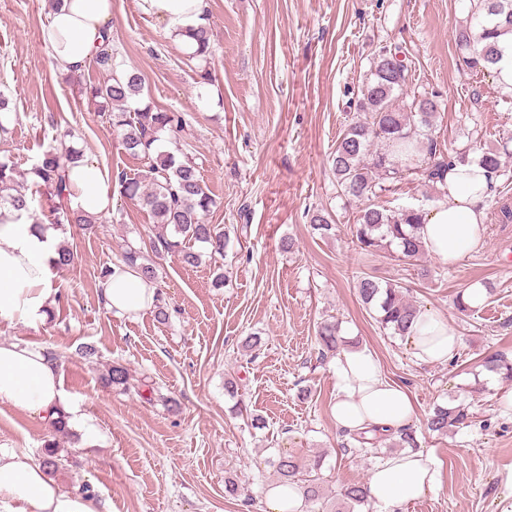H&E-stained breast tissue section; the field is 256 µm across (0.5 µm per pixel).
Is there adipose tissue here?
Here are the masks:
<instances>
[{
	"mask_svg": "<svg viewBox=\"0 0 512 512\" xmlns=\"http://www.w3.org/2000/svg\"><path fill=\"white\" fill-rule=\"evenodd\" d=\"M205 0H141L142 9L162 21L173 38L198 26ZM112 33V0H63L50 14L42 43L62 73L81 72ZM73 209L102 215L112 208V174L83 160L71 173ZM441 200L428 209L419 235L425 249L444 265L458 262L483 244L487 197L486 173L475 160L459 162L440 187ZM58 239L35 227L27 214L0 209V323L44 318L55 292L50 258ZM157 290L138 274L114 266L103 288L106 306L135 316L156 302ZM409 342L419 362L451 361L460 338L432 310L420 311ZM0 402L56 418L66 400L57 365L44 351L16 343H0ZM333 417L345 434L398 432L416 420L407 390L385 379L377 358L362 348L343 350L336 360ZM436 482L434 463L419 450L406 449L381 459L373 468L370 498L382 512L423 496ZM0 512H99L92 498L64 492L32 458L22 452H0Z\"/></svg>",
	"mask_w": 512,
	"mask_h": 512,
	"instance_id": "ef3b65f1",
	"label": "adipose tissue"
}]
</instances>
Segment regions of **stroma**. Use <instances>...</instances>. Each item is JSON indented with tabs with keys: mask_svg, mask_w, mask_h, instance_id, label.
Segmentation results:
<instances>
[{
	"mask_svg": "<svg viewBox=\"0 0 512 512\" xmlns=\"http://www.w3.org/2000/svg\"><path fill=\"white\" fill-rule=\"evenodd\" d=\"M469 10L470 0H206L213 51L203 64L188 60L139 0H114V63L142 75L145 99L184 113L179 139L217 200L205 220L224 227L230 242L223 257L203 255L194 267L158 258L157 287L171 311L162 323L150 310H108L99 279L126 245L155 238L146 211L116 191L93 229L60 231L77 259L55 274L49 316L0 324V341L59 353L67 403L95 435L91 443L59 438L69 452L55 478L61 491L90 485L109 512H266L277 483L267 460L281 449L323 455L328 494L368 482L374 458L359 455L332 415L335 360L320 358L316 341L328 320L408 390L415 429L437 405L461 403L473 414L471 426L423 439L437 483L399 512H512V378L484 366L494 354L512 360V219L502 215L512 210V95L460 60L454 33ZM51 11V0H0V93L12 116L0 156L13 158L30 184L31 165L70 130L87 158L115 174L137 173L139 161L124 153L99 101L79 90L104 72L87 67L75 84L52 66L41 42ZM386 46L409 60L408 93L437 101L421 143L473 159L481 146L503 152L505 173L484 202V245L452 266L427 253L412 263L384 250L367 256L351 239L357 208L340 195L331 157ZM439 199L416 173L380 201L426 210ZM320 210L336 222L332 238L311 231L309 217ZM285 239L293 243L287 251ZM364 274L400 283L419 308L440 314L461 340L452 362H417L406 338L381 329L356 297ZM473 283L484 287V300L459 311L455 298ZM255 336L260 346L247 348ZM86 346L93 357L84 356ZM115 363L127 368L131 389L104 386ZM228 378L237 395L225 392ZM143 385L154 386L157 399L141 398ZM256 415L263 427L252 426ZM50 433L39 415L0 402V451L40 457ZM228 478L237 498L224 495Z\"/></svg>",
	"mask_w": 512,
	"mask_h": 512,
	"instance_id": "35a3bbf8",
	"label": "stroma"
}]
</instances>
